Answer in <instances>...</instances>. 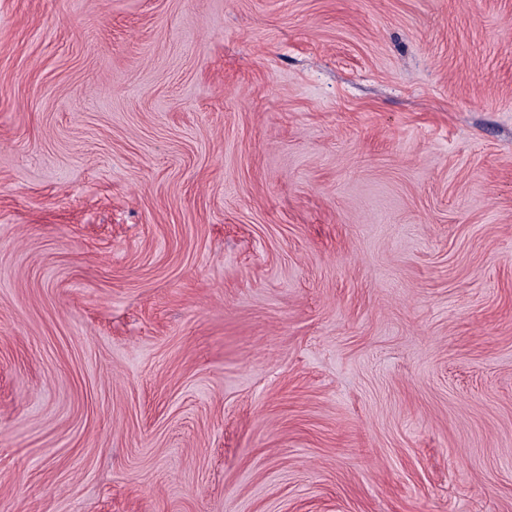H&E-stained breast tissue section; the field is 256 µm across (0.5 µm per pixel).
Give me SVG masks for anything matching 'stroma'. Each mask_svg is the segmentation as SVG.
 <instances>
[{
    "label": "stroma",
    "instance_id": "1",
    "mask_svg": "<svg viewBox=\"0 0 512 512\" xmlns=\"http://www.w3.org/2000/svg\"><path fill=\"white\" fill-rule=\"evenodd\" d=\"M0 512H512V0H0Z\"/></svg>",
    "mask_w": 512,
    "mask_h": 512
}]
</instances>
